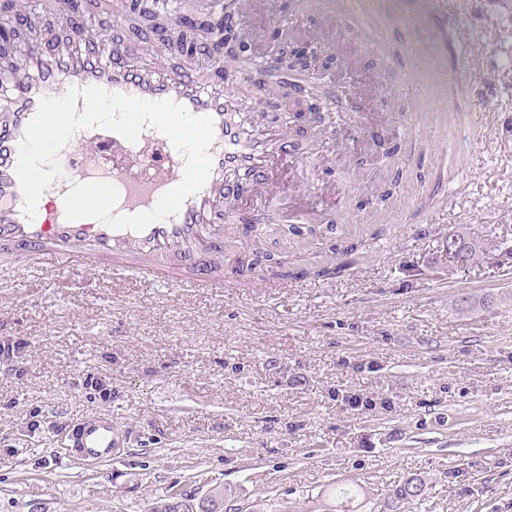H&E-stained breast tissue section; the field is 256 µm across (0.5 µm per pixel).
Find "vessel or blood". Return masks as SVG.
Returning a JSON list of instances; mask_svg holds the SVG:
<instances>
[{
  "mask_svg": "<svg viewBox=\"0 0 512 512\" xmlns=\"http://www.w3.org/2000/svg\"><path fill=\"white\" fill-rule=\"evenodd\" d=\"M324 9L345 28L358 24L348 0H325ZM37 25V37L0 60V264L64 274L90 263L104 274L132 273L177 288H220L241 277L240 267L224 263V227L259 211L276 215L277 167L295 152L287 131L270 116L264 90H256L247 108L231 63H224L225 78L216 82L191 66L143 65L141 45L130 39H106L95 29L73 37L60 10L43 14ZM91 86L147 101L170 100L192 116L212 120L210 173L175 216L141 231L65 217L64 197L77 183H113L119 190L115 211L124 215L152 210L181 183L183 155L166 134L148 126L133 143L100 127L76 131L60 153L61 176L44 192L49 205L26 218L15 172L26 126L41 98ZM71 449L81 457L108 458L111 420L79 423Z\"/></svg>",
  "mask_w": 512,
  "mask_h": 512,
  "instance_id": "1",
  "label": "vessel or blood"
}]
</instances>
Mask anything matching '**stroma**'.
Segmentation results:
<instances>
[{
  "label": "stroma",
  "instance_id": "35a3bbf8",
  "mask_svg": "<svg viewBox=\"0 0 512 512\" xmlns=\"http://www.w3.org/2000/svg\"><path fill=\"white\" fill-rule=\"evenodd\" d=\"M351 7L365 25L328 44L321 95L394 156L292 122L300 157L278 177L324 222L262 229L295 269L351 240L372 261L277 290L0 269V340L20 346L0 365V512H150L216 488L224 512H512V0ZM242 26L243 87L275 27L328 29L322 0H269ZM453 234L480 263L449 264ZM99 414L111 461L70 457ZM412 477L423 495L395 498Z\"/></svg>",
  "mask_w": 512,
  "mask_h": 512
}]
</instances>
